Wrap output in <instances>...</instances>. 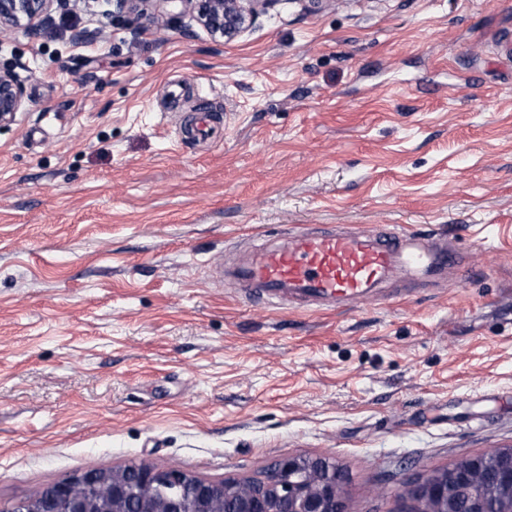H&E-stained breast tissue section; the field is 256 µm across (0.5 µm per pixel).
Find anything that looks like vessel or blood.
<instances>
[{"mask_svg":"<svg viewBox=\"0 0 512 512\" xmlns=\"http://www.w3.org/2000/svg\"><path fill=\"white\" fill-rule=\"evenodd\" d=\"M461 267L457 241L438 228L416 233L395 225L374 230L294 225L276 242L246 250L218 280L252 301L306 309L378 290L400 270L437 277Z\"/></svg>","mask_w":512,"mask_h":512,"instance_id":"obj_1","label":"vessel or blood"}]
</instances>
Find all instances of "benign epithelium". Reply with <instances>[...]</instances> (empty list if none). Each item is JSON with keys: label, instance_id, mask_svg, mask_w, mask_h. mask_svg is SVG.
Masks as SVG:
<instances>
[{"label": "benign epithelium", "instance_id": "benign-epithelium-1", "mask_svg": "<svg viewBox=\"0 0 512 512\" xmlns=\"http://www.w3.org/2000/svg\"><path fill=\"white\" fill-rule=\"evenodd\" d=\"M68 0H0V34L31 30ZM222 43L245 33L277 0H164ZM154 0H112V17H147ZM23 90L0 68V125L14 120ZM407 512H512V448L464 458L405 482ZM0 512H349L346 480L326 457L288 455L252 478L213 481L177 467L132 461L117 469L90 467Z\"/></svg>", "mask_w": 512, "mask_h": 512}]
</instances>
